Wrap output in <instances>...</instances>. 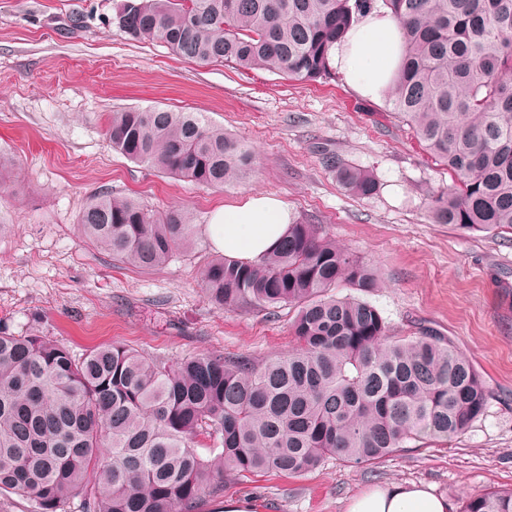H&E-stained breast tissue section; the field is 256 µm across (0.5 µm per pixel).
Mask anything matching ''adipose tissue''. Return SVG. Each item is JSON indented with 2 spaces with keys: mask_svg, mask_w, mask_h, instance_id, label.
Listing matches in <instances>:
<instances>
[{
  "mask_svg": "<svg viewBox=\"0 0 512 512\" xmlns=\"http://www.w3.org/2000/svg\"><path fill=\"white\" fill-rule=\"evenodd\" d=\"M404 48L398 21L385 9L366 14L331 51V62L360 96H387ZM295 216L273 196H252L217 209L208 226L215 247L226 258L254 261L274 251ZM447 497L424 483H389L351 499L347 512H453Z\"/></svg>",
  "mask_w": 512,
  "mask_h": 512,
  "instance_id": "ef3b65f1",
  "label": "adipose tissue"
}]
</instances>
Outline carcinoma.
I'll use <instances>...</instances> for the list:
<instances>
[{"mask_svg": "<svg viewBox=\"0 0 512 512\" xmlns=\"http://www.w3.org/2000/svg\"><path fill=\"white\" fill-rule=\"evenodd\" d=\"M377 8L404 37L394 111L453 176L432 199L434 222L512 230V0H116L112 20L186 60L318 82L333 75V46ZM106 135L129 161L199 184L254 172L252 149L201 112H114ZM326 165L350 194L375 191L370 171L337 156ZM77 224L144 269L194 243L187 210L109 191ZM202 282L228 311L295 309V349L261 364L222 353L170 362L114 344L77 357L0 324V493L36 512L75 497L85 512H199L226 473L302 475L330 456L370 463L410 441L457 438L484 412V379L453 341L427 325L390 335L361 297L381 287L377 270L315 224H292L255 261H208ZM341 283L355 293L337 295ZM460 512H512V490L470 495Z\"/></svg>", "mask_w": 512, "mask_h": 512, "instance_id": "carcinoma-1", "label": "carcinoma"}]
</instances>
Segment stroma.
I'll return each instance as SVG.
<instances>
[{
  "label": "stroma",
  "mask_w": 512,
  "mask_h": 512,
  "mask_svg": "<svg viewBox=\"0 0 512 512\" xmlns=\"http://www.w3.org/2000/svg\"><path fill=\"white\" fill-rule=\"evenodd\" d=\"M115 0H0V152L17 160L18 192L0 199V319L80 354L118 344L177 360L203 353L264 362L293 346L291 309L224 311L202 286L216 256L208 226L217 207L259 194L287 203L365 262L382 288L367 299L392 335L426 324L449 337L483 376L485 411L462 436L410 442L371 464L327 458L298 477L230 474L201 512L255 505L262 512H346L350 500L392 481L433 484L454 503L512 490V231L434 223L433 194L452 183L390 99L358 95L343 74L317 83L242 71L134 42L112 21ZM186 109L250 145L256 174L221 189L131 163L106 135L130 107ZM369 170L375 193L353 196L323 153ZM137 198L186 208L192 249L143 270L82 239L89 197Z\"/></svg>",
  "instance_id": "stroma-1"
}]
</instances>
